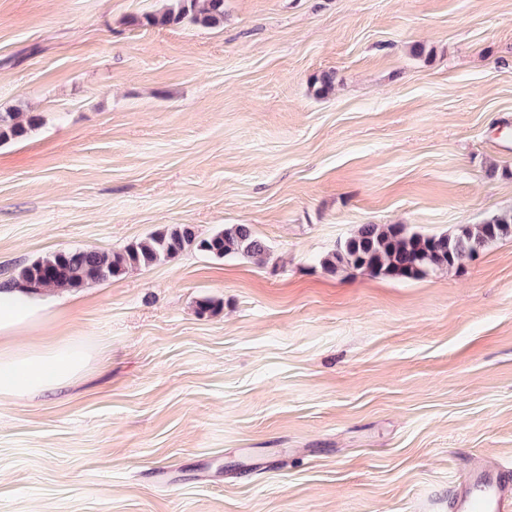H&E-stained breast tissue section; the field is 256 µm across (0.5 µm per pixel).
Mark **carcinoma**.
<instances>
[{
    "label": "carcinoma",
    "mask_w": 512,
    "mask_h": 512,
    "mask_svg": "<svg viewBox=\"0 0 512 512\" xmlns=\"http://www.w3.org/2000/svg\"><path fill=\"white\" fill-rule=\"evenodd\" d=\"M224 21V0H174L160 13L133 19L137 25H218ZM39 121L36 115L0 112V142L22 139ZM512 237V212L498 213L480 224H466L453 235L410 233L403 224H362L356 234L321 259L325 271L361 270L373 277L413 280L450 270L487 246ZM194 248L216 258L237 255L266 263L268 249L248 224H228L199 237L190 224L151 233L119 251L68 249L54 252L20 269L18 280L36 292L50 288H83L125 274L128 270L174 260Z\"/></svg>",
    "instance_id": "carcinoma-1"
}]
</instances>
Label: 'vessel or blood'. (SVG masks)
<instances>
[{"label":"vessel or blood","instance_id":"1","mask_svg":"<svg viewBox=\"0 0 512 512\" xmlns=\"http://www.w3.org/2000/svg\"><path fill=\"white\" fill-rule=\"evenodd\" d=\"M454 512H512V466L495 461L463 474Z\"/></svg>","mask_w":512,"mask_h":512}]
</instances>
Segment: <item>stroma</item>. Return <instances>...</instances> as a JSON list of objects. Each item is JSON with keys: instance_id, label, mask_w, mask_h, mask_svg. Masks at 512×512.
<instances>
[{"instance_id": "1", "label": "stroma", "mask_w": 512, "mask_h": 512, "mask_svg": "<svg viewBox=\"0 0 512 512\" xmlns=\"http://www.w3.org/2000/svg\"><path fill=\"white\" fill-rule=\"evenodd\" d=\"M0 0V279L177 224H249L12 342L77 339L64 392L0 401V512H452L512 464V238L399 281L320 260L363 224L512 211V0ZM335 71L316 95L313 75ZM215 312L198 314L201 299ZM175 3L160 13L134 18L133 24L148 26H175L193 24L218 25L224 21V0H173ZM38 121L37 115L24 118L20 112H0V142L26 137Z\"/></svg>"}]
</instances>
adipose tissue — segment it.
Returning a JSON list of instances; mask_svg holds the SVG:
<instances>
[{
    "label": "adipose tissue",
    "instance_id": "adipose-tissue-1",
    "mask_svg": "<svg viewBox=\"0 0 512 512\" xmlns=\"http://www.w3.org/2000/svg\"><path fill=\"white\" fill-rule=\"evenodd\" d=\"M51 306L49 296L18 282H0V398L54 394L85 370L89 354L73 340L42 349L12 348L17 334L47 320Z\"/></svg>",
    "mask_w": 512,
    "mask_h": 512
}]
</instances>
